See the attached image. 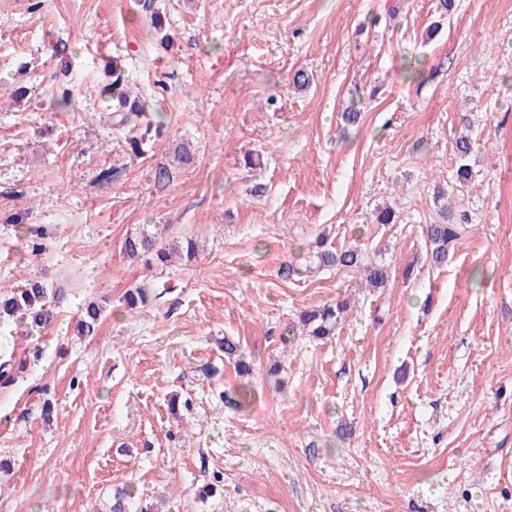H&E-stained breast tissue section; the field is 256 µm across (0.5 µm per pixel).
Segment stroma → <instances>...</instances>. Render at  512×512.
I'll return each mask as SVG.
<instances>
[{
  "mask_svg": "<svg viewBox=\"0 0 512 512\" xmlns=\"http://www.w3.org/2000/svg\"><path fill=\"white\" fill-rule=\"evenodd\" d=\"M437 4L0 0V290L66 293L51 327L0 326V358L41 353L0 385V512H110L123 486L161 512H512V0ZM116 58L161 130L139 158L99 94ZM466 128L469 223L438 266L424 229ZM145 224L198 255L128 259ZM321 236L386 284L317 267ZM142 281L160 297L126 310ZM337 299L335 335H305ZM102 306L97 302H88L81 311L77 321V328L83 336L95 335L102 319Z\"/></svg>",
  "mask_w": 512,
  "mask_h": 512,
  "instance_id": "stroma-1",
  "label": "stroma"
}]
</instances>
